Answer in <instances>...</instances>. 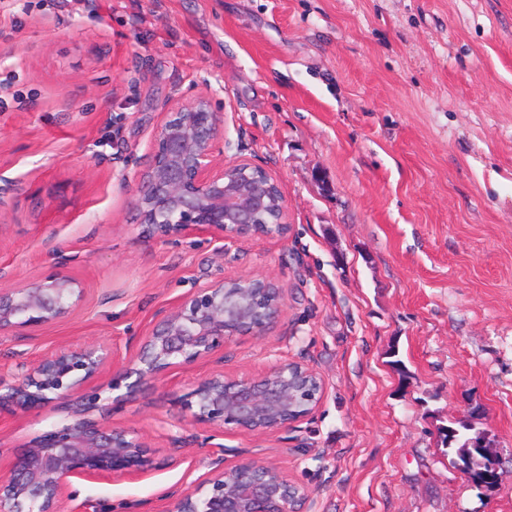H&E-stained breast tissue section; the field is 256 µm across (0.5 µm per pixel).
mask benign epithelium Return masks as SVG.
Wrapping results in <instances>:
<instances>
[{
  "instance_id": "1",
  "label": "benign epithelium",
  "mask_w": 512,
  "mask_h": 512,
  "mask_svg": "<svg viewBox=\"0 0 512 512\" xmlns=\"http://www.w3.org/2000/svg\"><path fill=\"white\" fill-rule=\"evenodd\" d=\"M224 118L209 99L176 102L161 124L148 164L135 184V207L145 232L178 237L205 232L222 242L260 233L283 237L288 215L280 206L278 227L259 225L269 211L277 179L239 160L217 163ZM274 281L263 276L220 279L162 311L139 342L133 358L117 365L101 346L54 351L0 372V415L18 416L57 400L73 403L72 419L27 445L5 472L0 471V512H62L73 481L138 480L155 468L146 437L109 421L103 395L136 377L157 378L171 369L208 361L224 339L261 335L278 321L285 301L280 288L268 296L255 286ZM80 283L60 271L41 280L0 286V332L40 327L70 313ZM323 383L313 369L282 363L261 377H236L219 370L199 380L184 399L190 422L208 429L210 469L183 490L163 494V512H302L308 490L288 479L278 466L246 459L224 466V444L214 442L230 426L263 434L310 415L321 400ZM101 411L91 419L86 413Z\"/></svg>"
}]
</instances>
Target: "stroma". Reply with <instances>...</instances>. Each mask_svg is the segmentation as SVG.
<instances>
[{"instance_id":"1","label":"stroma","mask_w":512,"mask_h":512,"mask_svg":"<svg viewBox=\"0 0 512 512\" xmlns=\"http://www.w3.org/2000/svg\"><path fill=\"white\" fill-rule=\"evenodd\" d=\"M224 115V162L278 181L283 237L147 235L133 188L176 101ZM0 285L62 271L65 317L0 333V366L102 344L126 360L161 310L267 276L281 320L229 337L224 372L312 368V414L224 431V464L274 463L306 512H512V0H0ZM71 243L64 261L54 240ZM211 361L112 392L157 466L71 486L63 512H160L209 469L182 401ZM70 418L0 419V462ZM497 460L473 484L443 431Z\"/></svg>"}]
</instances>
